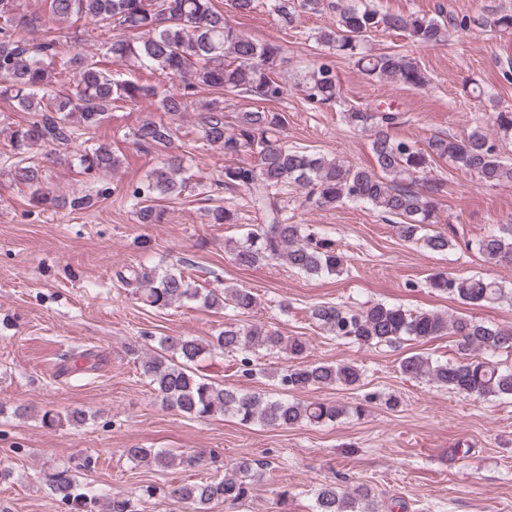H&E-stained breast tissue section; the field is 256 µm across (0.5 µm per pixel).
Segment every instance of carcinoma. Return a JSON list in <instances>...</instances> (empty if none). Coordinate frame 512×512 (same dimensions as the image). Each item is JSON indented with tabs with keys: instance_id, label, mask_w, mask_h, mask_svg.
Returning <instances> with one entry per match:
<instances>
[{
	"instance_id": "cac0c4a2",
	"label": "carcinoma",
	"mask_w": 512,
	"mask_h": 512,
	"mask_svg": "<svg viewBox=\"0 0 512 512\" xmlns=\"http://www.w3.org/2000/svg\"><path fill=\"white\" fill-rule=\"evenodd\" d=\"M298 7L334 16L332 24L316 36L317 45L328 52L297 82L304 99L316 108H331L341 102L337 56L354 61L368 80L410 90L429 83L411 55L367 49L370 34L381 26L405 33L416 46L430 47L444 42L451 29L487 24L484 19L458 18L442 5L433 16H404L381 14L370 0H300L297 7L290 0H269V9L287 26L295 21ZM87 19L110 32L99 45L100 55L114 64L179 78L182 85L170 91L135 80L116 81L79 51H63L55 25L74 26ZM24 29L40 30L43 35L39 40L23 38L20 31ZM280 64L279 44L260 43L235 28L214 0H45L43 12L34 14L17 12L15 0H0V98L30 115L26 122L9 128L5 170L13 183L28 190V204L34 208L89 210L111 195V188L103 184L94 194H58L50 187L43 166L31 160L30 150L39 146L51 152L76 144L80 174L97 182L121 164L112 145L96 138L109 112L121 104L153 99L160 116L142 120L132 138L139 148L159 150L165 158L145 179L123 188L121 200L137 223L161 224L165 219L162 203L193 189L185 176L184 156L175 151V141L194 98L207 91L212 98L200 112V139L224 155L215 190L250 191L252 208L259 215L258 223L244 225L242 236L225 242V248L241 267L285 260L291 268L312 277L342 273L347 257L331 240L308 232L301 224L288 223L287 188L305 190L306 201L318 208L366 205L396 224L401 238L421 240L428 249L443 252L452 246L448 235L430 232V226L437 223L438 199L444 192L443 182L430 176L433 165L445 161L490 187L512 183V161L500 155V144L512 141V111L495 113L492 136L475 128L462 137L433 136L422 148L395 135L400 113L351 106L344 110L346 124L371 137L374 165L369 168L286 144L288 116L284 112L264 107L232 114L225 111L231 96L247 95L259 102L280 99L286 92ZM69 81L71 89L66 87ZM208 217L211 224L236 223L234 210L224 206L209 210ZM466 247L489 264L512 265V234H488L467 242ZM128 272L127 276L118 272L119 279L151 308L163 310L180 301L200 300L216 313L231 312L224 330L210 340L165 336L158 350L140 359L142 376L168 407L189 417L228 414L242 426L259 423L273 429L323 425L348 413L361 418L368 412L362 402L348 408L333 401L298 398L302 392L334 385L355 388L362 371L353 363L309 362L303 338L242 320L241 316L257 306L252 289L226 286L202 293L181 270L139 265ZM428 287L465 305L512 301V289L480 275L433 273ZM308 317L328 335L361 346L455 336L458 350L464 354L462 360L438 362L414 354L400 361V373L476 399L512 398V366L473 355L477 350L511 353L512 326H489L467 316L412 312L379 302L358 309L319 303L309 308ZM259 350L282 353L289 362L278 374L282 393L276 396L226 387L200 376L194 368L206 354L233 353L238 355L241 374L248 376L255 370ZM84 420L85 414L79 410L63 416L47 411L42 417L48 427ZM126 454L137 463L160 467L179 464L191 468L214 459L202 451L174 455L140 447L128 448ZM261 477V464L240 458L224 465V476L172 486L164 498L185 503L192 512H211L216 503L234 505L247 498ZM49 483L71 512H96L97 498L77 492L68 471L52 474ZM314 509L380 512L370 487L362 484L349 490L334 482L317 490ZM107 512H138L137 503L114 496L108 499Z\"/></svg>"
}]
</instances>
